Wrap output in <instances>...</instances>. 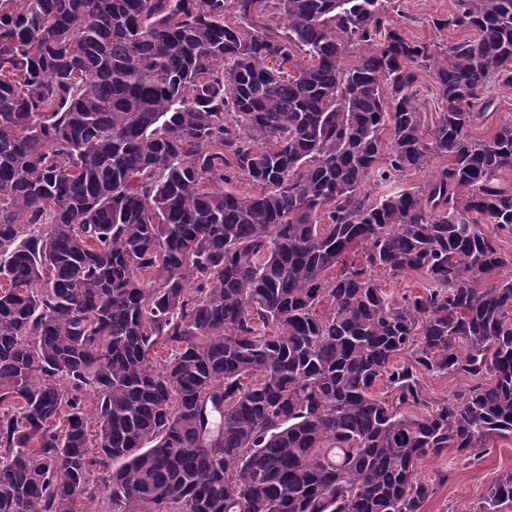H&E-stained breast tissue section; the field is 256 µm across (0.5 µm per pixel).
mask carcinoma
Masks as SVG:
<instances>
[{
    "label": "carcinoma",
    "mask_w": 512,
    "mask_h": 512,
    "mask_svg": "<svg viewBox=\"0 0 512 512\" xmlns=\"http://www.w3.org/2000/svg\"><path fill=\"white\" fill-rule=\"evenodd\" d=\"M393 11L0 0V512H89L92 471L110 512H421V461L512 434V121L470 135L512 0L441 54ZM419 85L420 89L423 92V96L420 97L418 107L421 112H424L426 122L428 124H432V121L435 117V112L437 109V100L435 99L434 91V82L430 75V72L426 70H420L419 74ZM429 88L430 92H427L426 89ZM375 278L382 284V288L393 296L400 297L404 293H418L423 290L420 288L423 277L418 273L412 272L402 276L392 277L384 270L374 273ZM423 384L427 396L435 402H440L468 387L471 381L454 374H429L423 376Z\"/></svg>",
    "instance_id": "1"
}]
</instances>
